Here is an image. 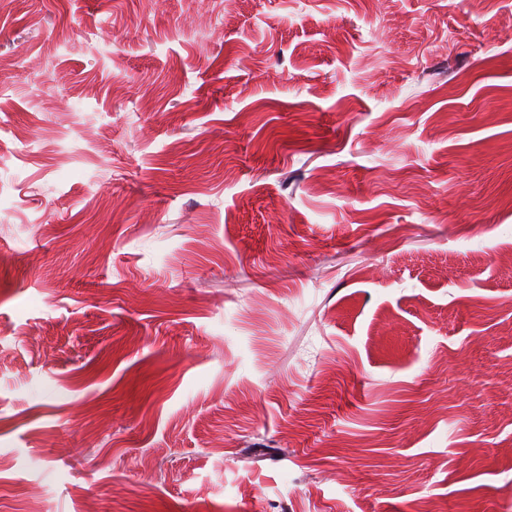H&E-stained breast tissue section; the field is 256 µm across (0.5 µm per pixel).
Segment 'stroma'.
Masks as SVG:
<instances>
[{
	"label": "stroma",
	"instance_id": "1",
	"mask_svg": "<svg viewBox=\"0 0 512 512\" xmlns=\"http://www.w3.org/2000/svg\"><path fill=\"white\" fill-rule=\"evenodd\" d=\"M0 80V512H512V0H12Z\"/></svg>",
	"mask_w": 512,
	"mask_h": 512
}]
</instances>
